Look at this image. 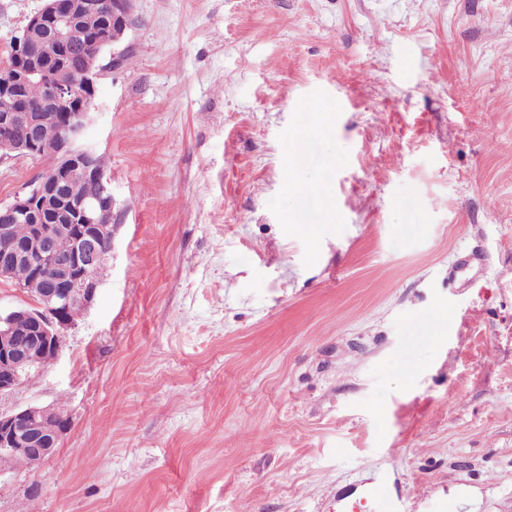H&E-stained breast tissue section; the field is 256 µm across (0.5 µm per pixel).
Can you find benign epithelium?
<instances>
[{"label":"benign epithelium","mask_w":512,"mask_h":512,"mask_svg":"<svg viewBox=\"0 0 512 512\" xmlns=\"http://www.w3.org/2000/svg\"><path fill=\"white\" fill-rule=\"evenodd\" d=\"M134 0H46L45 6L27 19L22 33L14 41L11 60L0 77V91L9 92L34 80L42 83L47 105H63L73 98L74 89L67 75L39 66L31 54L28 36L35 31H48L63 48L71 45L74 19L82 13H106L111 23L87 52L80 82L86 89L95 88L97 79L105 72L103 50L112 48V69L120 68L128 47L124 46L133 28ZM95 97L84 96L75 112L56 116L59 129L58 144L42 145L31 136L28 143H19L16 128L27 124L36 129L45 119L42 107L25 105L20 111L0 116V152L7 155L17 149L50 162L38 184L8 204L0 205V279L9 276L12 264L26 263L41 277L49 270L41 302L34 308H17L0 320V398L9 396L21 387L31 374L38 371L41 342L51 345L54 355L62 347L63 330L72 324L74 316L90 307L100 285L97 267L108 261L112 253V212L115 200L111 179L106 171L95 167L97 152L82 144L84 132L92 120ZM91 178L93 191L88 196L66 199L67 210L76 214L81 226H65L59 222L38 223L36 206L52 211L59 192L77 174ZM13 224L34 225L29 245L20 244L11 233ZM72 238V249L63 257L55 249L61 234ZM15 317L29 318L37 325L39 335L20 337L10 321ZM56 416L52 406H27L0 410V450L23 454L40 460L53 455L68 430L62 426L54 434L49 447L41 448L43 420Z\"/></svg>","instance_id":"7a95c632"}]
</instances>
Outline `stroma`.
<instances>
[{"instance_id":"obj_1","label":"stroma","mask_w":512,"mask_h":512,"mask_svg":"<svg viewBox=\"0 0 512 512\" xmlns=\"http://www.w3.org/2000/svg\"><path fill=\"white\" fill-rule=\"evenodd\" d=\"M44 4L0 0V65ZM134 18L83 139L112 256L58 357L0 399L69 429L0 469V512H336L385 475L407 512H512V0ZM297 149L335 223L286 186ZM47 164L0 156V203Z\"/></svg>"}]
</instances>
